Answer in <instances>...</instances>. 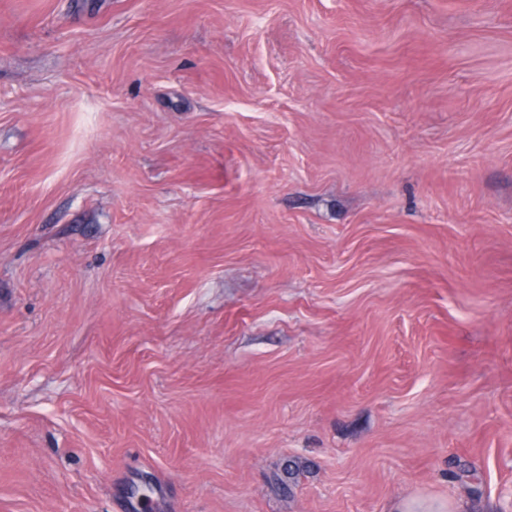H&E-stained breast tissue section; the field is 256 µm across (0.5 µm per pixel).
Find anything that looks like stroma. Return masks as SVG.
Masks as SVG:
<instances>
[{"label":"stroma","mask_w":512,"mask_h":512,"mask_svg":"<svg viewBox=\"0 0 512 512\" xmlns=\"http://www.w3.org/2000/svg\"><path fill=\"white\" fill-rule=\"evenodd\" d=\"M145 480L512 512V0H0V512Z\"/></svg>","instance_id":"obj_1"}]
</instances>
